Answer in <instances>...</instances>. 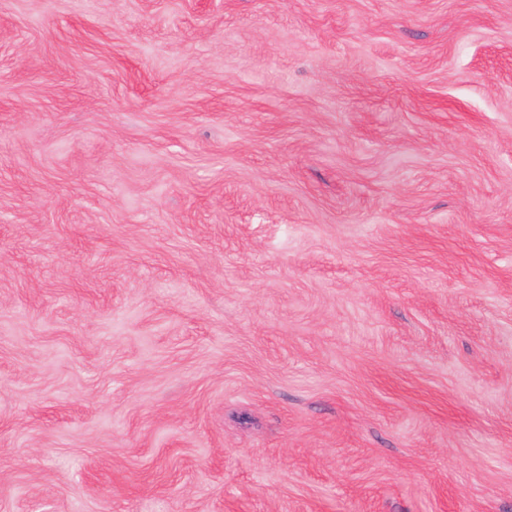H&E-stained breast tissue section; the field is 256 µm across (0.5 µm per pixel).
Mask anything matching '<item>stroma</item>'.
Instances as JSON below:
<instances>
[{
  "mask_svg": "<svg viewBox=\"0 0 512 512\" xmlns=\"http://www.w3.org/2000/svg\"><path fill=\"white\" fill-rule=\"evenodd\" d=\"M0 512H512V0H0Z\"/></svg>",
  "mask_w": 512,
  "mask_h": 512,
  "instance_id": "stroma-1",
  "label": "stroma"
}]
</instances>
